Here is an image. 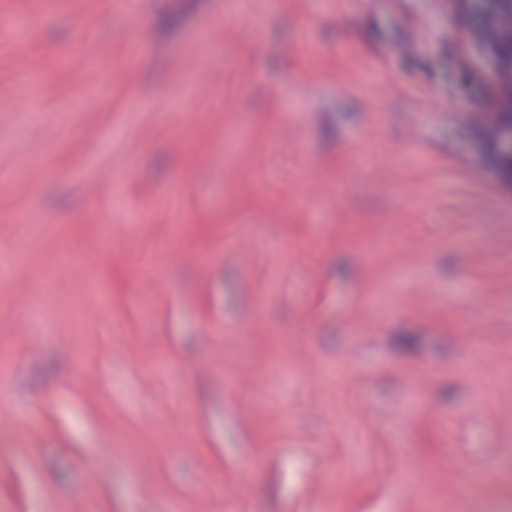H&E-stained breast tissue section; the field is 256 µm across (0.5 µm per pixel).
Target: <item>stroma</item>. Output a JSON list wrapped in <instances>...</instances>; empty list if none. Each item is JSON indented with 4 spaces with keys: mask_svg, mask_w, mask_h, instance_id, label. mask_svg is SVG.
<instances>
[{
    "mask_svg": "<svg viewBox=\"0 0 512 512\" xmlns=\"http://www.w3.org/2000/svg\"><path fill=\"white\" fill-rule=\"evenodd\" d=\"M13 9L0 512L512 502L506 71L456 0ZM500 112L498 113L499 134L495 141V153L512 159V117L503 113H512V88H504L500 95Z\"/></svg>",
    "mask_w": 512,
    "mask_h": 512,
    "instance_id": "stroma-1",
    "label": "stroma"
}]
</instances>
